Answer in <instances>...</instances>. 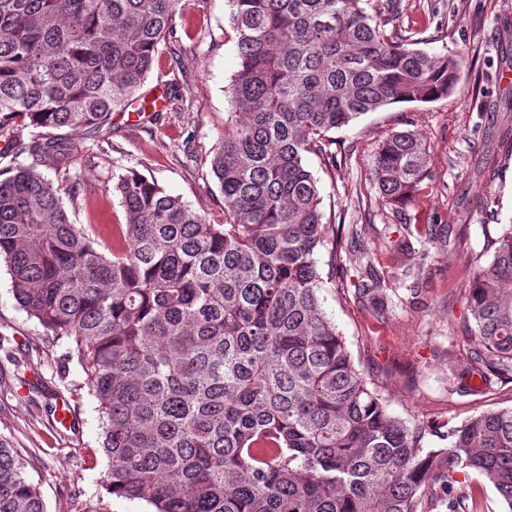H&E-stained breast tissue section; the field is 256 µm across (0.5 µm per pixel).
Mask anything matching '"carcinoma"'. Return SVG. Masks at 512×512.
Returning a JSON list of instances; mask_svg holds the SVG:
<instances>
[{"label": "carcinoma", "instance_id": "1", "mask_svg": "<svg viewBox=\"0 0 512 512\" xmlns=\"http://www.w3.org/2000/svg\"><path fill=\"white\" fill-rule=\"evenodd\" d=\"M239 64L211 149L224 223L156 181L112 174V240L70 221L75 142L135 99L179 0H0V160L53 159L0 179V260L17 303L67 346L98 404L105 491L152 512H419L438 482L482 475L512 512V408L450 432L447 448L391 416L322 307L324 222L310 154L394 103L451 93L464 60L387 31L371 0H230ZM46 133L24 140L27 127ZM418 130L379 144V200L429 175ZM469 288L475 369L512 374V225ZM28 461L0 436V512H46Z\"/></svg>", "mask_w": 512, "mask_h": 512}]
</instances>
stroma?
I'll use <instances>...</instances> for the list:
<instances>
[{"instance_id": "1", "label": "stroma", "mask_w": 512, "mask_h": 512, "mask_svg": "<svg viewBox=\"0 0 512 512\" xmlns=\"http://www.w3.org/2000/svg\"><path fill=\"white\" fill-rule=\"evenodd\" d=\"M393 24L419 49L467 66L447 97L391 104L331 132L337 167L309 156L325 218L342 225L345 240L340 272L324 278L319 296L389 413L423 428L424 447L445 448L449 429L512 406V380L474 370L465 331L473 260L512 226V0H399ZM173 27L139 91L155 110L131 106L100 133L71 132L86 147L71 222L103 231L124 223L110 187L113 174L131 168L223 223L209 151L224 135L225 89L238 68L228 0H180ZM406 129L428 137L430 172L399 212L379 203L372 159L388 133ZM404 241L415 249L408 261L398 249ZM375 281L382 312L364 293ZM65 352L19 306L0 263V436L27 458L47 512L96 502L106 512H150L139 500L104 497L96 402ZM458 499L464 512L507 509L473 472L436 487L421 509L450 512Z\"/></svg>"}]
</instances>
